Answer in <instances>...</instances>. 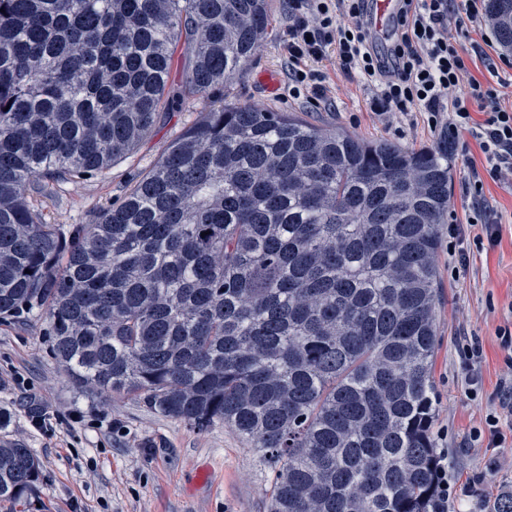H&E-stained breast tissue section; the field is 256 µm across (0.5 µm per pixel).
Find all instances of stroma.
Returning a JSON list of instances; mask_svg holds the SVG:
<instances>
[{"label":"stroma","instance_id":"1","mask_svg":"<svg viewBox=\"0 0 512 512\" xmlns=\"http://www.w3.org/2000/svg\"><path fill=\"white\" fill-rule=\"evenodd\" d=\"M288 0H271L268 27L242 74L224 88L228 103L293 112L307 121L364 139H389L408 150L432 148L443 137L423 115L413 125L386 124L370 112L367 93L329 69L331 105L288 92L283 33ZM209 99L197 97L162 109L152 130L128 156L80 183L54 186L34 200L47 223L83 224L98 207L117 204L162 157L168 144L193 125ZM476 143L454 149L448 218L465 222L463 191ZM484 195L503 214L501 241L477 254L466 270L448 265V246L436 256L437 346L432 365L436 447L448 467V512H489L512 490V447L469 448L472 429L498 405L501 378L512 374L499 327L512 323V180H484ZM483 346L477 394L466 397L458 346L464 337ZM59 420L53 433L31 423L33 403ZM29 448L40 465L37 490L25 512H267L271 473L260 454L227 424L206 430L162 416L125 394L80 387L60 369L38 318L0 323V440Z\"/></svg>","mask_w":512,"mask_h":512}]
</instances>
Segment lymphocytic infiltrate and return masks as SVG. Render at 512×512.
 Returning <instances> with one entry per match:
<instances>
[{
  "instance_id": "obj_1",
  "label": "lymphocytic infiltrate",
  "mask_w": 512,
  "mask_h": 512,
  "mask_svg": "<svg viewBox=\"0 0 512 512\" xmlns=\"http://www.w3.org/2000/svg\"><path fill=\"white\" fill-rule=\"evenodd\" d=\"M486 0H399L393 26L380 33L369 0H288L290 22L283 48L288 56L292 94L313 102L328 98L327 65L358 77L370 94L371 112L386 123L423 113L430 129L448 134L449 145L469 135L483 163L470 166L465 192L470 200L465 223L448 227L449 262L467 267L472 251L494 248L501 218L483 194V179L512 176V107L503 104L512 80V57L490 65L495 84L471 75L466 43L471 31L487 28ZM483 112L476 120L474 112Z\"/></svg>"
}]
</instances>
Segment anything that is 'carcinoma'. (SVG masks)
Segmentation results:
<instances>
[{
	"label": "carcinoma",
	"mask_w": 512,
	"mask_h": 512,
	"mask_svg": "<svg viewBox=\"0 0 512 512\" xmlns=\"http://www.w3.org/2000/svg\"><path fill=\"white\" fill-rule=\"evenodd\" d=\"M270 0H0V320L41 314L78 384L269 464L268 512H439L436 253L451 157L224 103ZM512 52V0H488ZM187 66L171 86L174 49ZM211 98L118 205L46 224L33 193ZM38 463L0 443V512Z\"/></svg>",
	"instance_id": "carcinoma-1"
}]
</instances>
